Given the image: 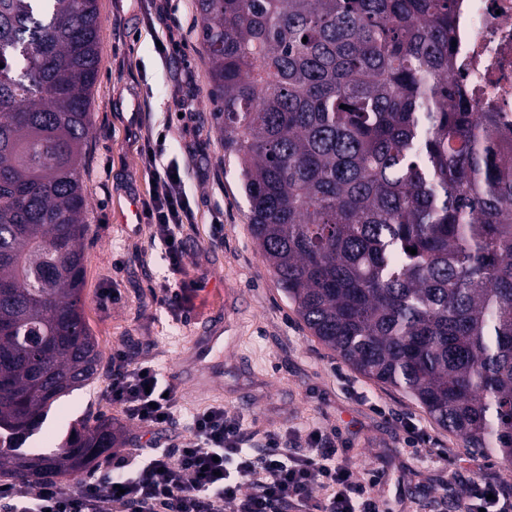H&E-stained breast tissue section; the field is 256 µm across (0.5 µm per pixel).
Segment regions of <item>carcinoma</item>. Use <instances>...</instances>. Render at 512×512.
Wrapping results in <instances>:
<instances>
[{
	"label": "carcinoma",
	"instance_id": "cac0c4a2",
	"mask_svg": "<svg viewBox=\"0 0 512 512\" xmlns=\"http://www.w3.org/2000/svg\"><path fill=\"white\" fill-rule=\"evenodd\" d=\"M455 2L197 0L198 38L253 239L296 314L512 464V128L451 79ZM100 33L98 0H0V477L15 481L86 469L118 439L100 417L21 450L102 361L81 179Z\"/></svg>",
	"mask_w": 512,
	"mask_h": 512
}]
</instances>
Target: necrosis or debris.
Wrapping results in <instances>:
<instances>
[{
	"label": "necrosis or debris",
	"instance_id": "obj_1",
	"mask_svg": "<svg viewBox=\"0 0 512 512\" xmlns=\"http://www.w3.org/2000/svg\"><path fill=\"white\" fill-rule=\"evenodd\" d=\"M452 79L471 111L512 125V0H458Z\"/></svg>",
	"mask_w": 512,
	"mask_h": 512
}]
</instances>
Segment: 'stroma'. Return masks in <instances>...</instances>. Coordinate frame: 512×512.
Returning a JSON list of instances; mask_svg holds the SVG:
<instances>
[{
	"instance_id": "35a3bbf8",
	"label": "stroma",
	"mask_w": 512,
	"mask_h": 512,
	"mask_svg": "<svg viewBox=\"0 0 512 512\" xmlns=\"http://www.w3.org/2000/svg\"><path fill=\"white\" fill-rule=\"evenodd\" d=\"M98 8L99 77L82 172L90 226L83 300L103 360L123 345L151 358L176 384L181 412L224 407L243 418L254 449L262 448L268 430L289 432L296 448L314 427L339 431L346 445L337 460L377 478L384 512H458L470 483L511 476L501 459L464 447L410 397L358 373L295 313L257 250L237 164L225 156L213 121L196 0H98ZM168 35L178 48L165 54L159 42ZM141 126L164 136L154 146L158 169L173 164L188 172L195 221L184 228L181 278L193 289L182 321L159 302L169 271L151 224L126 221L131 204L147 201L152 178ZM216 224L224 227L219 242L210 239ZM105 288L119 289L120 299L100 305ZM223 315V376L210 389L193 391L179 377L180 350ZM110 377L106 366L90 386L62 398L29 447H58L72 426L106 414L122 434L115 452H126L137 429L107 404ZM414 433L427 437L434 457L416 450Z\"/></svg>"
}]
</instances>
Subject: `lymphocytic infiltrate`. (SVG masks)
<instances>
[{"label": "lymphocytic infiltrate", "mask_w": 512, "mask_h": 512, "mask_svg": "<svg viewBox=\"0 0 512 512\" xmlns=\"http://www.w3.org/2000/svg\"><path fill=\"white\" fill-rule=\"evenodd\" d=\"M179 167L157 175L146 215L173 272H181V228L193 212ZM175 386L156 365L121 347L112 352L108 403L141 432L173 423ZM174 448L138 445L112 455L101 475L78 479L77 489L53 481L0 484V512H379L376 479L361 478L336 461V435L312 429L306 446L288 447L287 435L266 432L265 450L246 448L241 418L220 407L192 412ZM465 512H512L506 481L472 484Z\"/></svg>", "instance_id": "f902f5d3"}]
</instances>
